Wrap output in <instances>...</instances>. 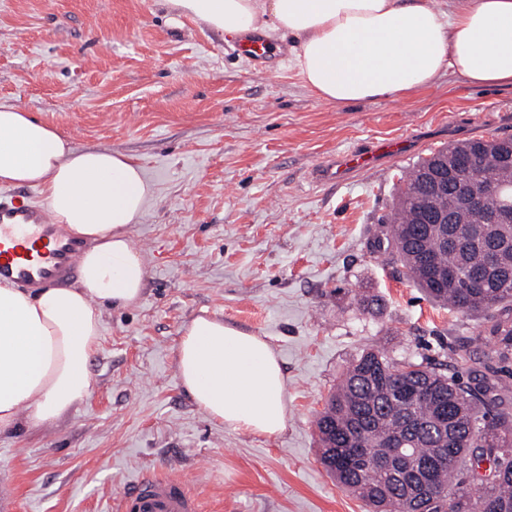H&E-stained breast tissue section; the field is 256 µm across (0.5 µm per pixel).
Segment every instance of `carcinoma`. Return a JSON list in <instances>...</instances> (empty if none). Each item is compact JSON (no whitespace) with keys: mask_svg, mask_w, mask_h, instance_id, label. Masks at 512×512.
<instances>
[{"mask_svg":"<svg viewBox=\"0 0 512 512\" xmlns=\"http://www.w3.org/2000/svg\"><path fill=\"white\" fill-rule=\"evenodd\" d=\"M440 149L402 177L388 234L371 247L394 253L412 283L431 300L484 316L486 326L453 352L451 361L362 353L340 378L317 420L320 462L371 512H512V385L499 377L512 361V164L496 148L474 156L465 180L493 183L500 200L450 206L420 192ZM449 208L448 236L417 233L421 209ZM498 212L502 222L475 221ZM500 248L488 259V238ZM452 276L437 288L425 262ZM478 375L464 383L458 373ZM408 449V459L389 456Z\"/></svg>","mask_w":512,"mask_h":512,"instance_id":"obj_1","label":"carcinoma"}]
</instances>
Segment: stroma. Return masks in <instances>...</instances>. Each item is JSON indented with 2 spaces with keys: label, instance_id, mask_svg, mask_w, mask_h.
<instances>
[{
  "label": "stroma",
  "instance_id": "obj_1",
  "mask_svg": "<svg viewBox=\"0 0 512 512\" xmlns=\"http://www.w3.org/2000/svg\"><path fill=\"white\" fill-rule=\"evenodd\" d=\"M236 44L166 0H0V102L76 148L129 156L153 188L131 228L143 294L104 304L90 397L52 424L0 431L12 512H114L149 475L186 479L202 512H366L319 459L314 422L338 378L363 351L443 360L483 328L427 299L371 242L422 158L512 137V87L444 71L338 106L305 86L290 40L271 41L263 62ZM352 151L377 152L375 167L318 183L319 163ZM204 309L278 352L281 435L225 429L185 392L180 330Z\"/></svg>",
  "mask_w": 512,
  "mask_h": 512
}]
</instances>
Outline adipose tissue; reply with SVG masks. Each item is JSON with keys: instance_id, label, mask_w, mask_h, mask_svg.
Here are the masks:
<instances>
[{"instance_id": "ef3b65f1", "label": "adipose tissue", "mask_w": 512, "mask_h": 512, "mask_svg": "<svg viewBox=\"0 0 512 512\" xmlns=\"http://www.w3.org/2000/svg\"><path fill=\"white\" fill-rule=\"evenodd\" d=\"M224 34L292 38V64L316 96L339 106L398 97L445 70L480 86H512V0H167ZM0 184L40 189L53 223L90 241L72 288L31 296L0 287V431L21 415L53 422L91 394L88 362L100 306L136 304L146 261L130 231L153 188L109 149H78L24 108L0 103ZM176 365L209 419L267 437L288 426L286 380L262 337L201 312L181 329Z\"/></svg>"}]
</instances>
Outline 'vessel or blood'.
<instances>
[{"label": "vessel or blood", "instance_id": "obj_1", "mask_svg": "<svg viewBox=\"0 0 512 512\" xmlns=\"http://www.w3.org/2000/svg\"><path fill=\"white\" fill-rule=\"evenodd\" d=\"M374 163V154H350L319 166L316 175L333 183L346 171L366 170ZM84 249V242L65 225L52 223L48 211L29 203L27 191L0 196V285L34 294L66 285L76 276ZM117 512H199V506L182 480L160 476L133 484L119 500Z\"/></svg>", "mask_w": 512, "mask_h": 512}]
</instances>
